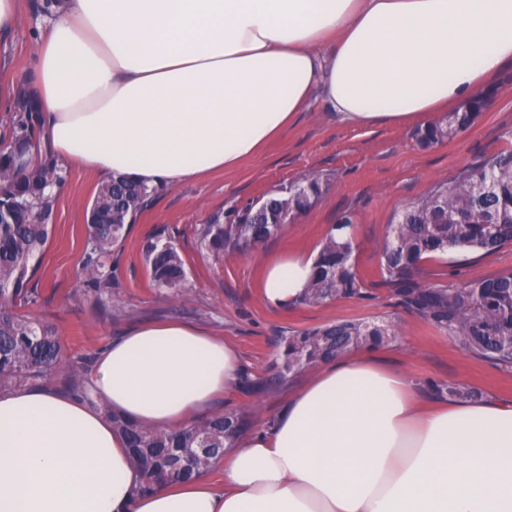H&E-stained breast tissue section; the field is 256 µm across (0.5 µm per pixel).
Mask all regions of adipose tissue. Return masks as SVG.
Listing matches in <instances>:
<instances>
[{
	"instance_id": "ef3b65f1",
	"label": "adipose tissue",
	"mask_w": 512,
	"mask_h": 512,
	"mask_svg": "<svg viewBox=\"0 0 512 512\" xmlns=\"http://www.w3.org/2000/svg\"><path fill=\"white\" fill-rule=\"evenodd\" d=\"M512 62V0H65L28 87L46 151L150 186L234 170L322 101L339 121L428 125ZM315 271L286 250L263 300L292 305ZM230 344L185 323L112 341L88 381L162 430L238 386ZM405 372L358 348L323 362L271 427L235 436L224 485L145 496L123 438L83 402L0 395V512H512V401L423 411Z\"/></svg>"
}]
</instances>
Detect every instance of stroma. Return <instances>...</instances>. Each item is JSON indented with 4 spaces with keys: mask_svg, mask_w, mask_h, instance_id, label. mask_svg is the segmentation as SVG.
Returning <instances> with one entry per match:
<instances>
[{
    "mask_svg": "<svg viewBox=\"0 0 512 512\" xmlns=\"http://www.w3.org/2000/svg\"><path fill=\"white\" fill-rule=\"evenodd\" d=\"M44 0H23L17 27L0 38V93L25 86ZM494 105L465 132L424 147L415 129L381 123L340 122L323 103H314L258 154L230 172L212 171L199 179L164 188L153 206L138 216L124 243L107 260L113 271L111 300L100 305L85 282L86 208L99 178L67 162L56 190L55 227L32 285L37 298L25 308L30 318L53 325L72 359L95 366L100 353L131 328L153 321H180L224 339L239 352L243 370L265 375L275 358L279 336L337 320L392 319L398 335L377 346L381 359L426 379L457 381L476 395L512 400V370L461 350L448 336L395 306L380 285L382 244L387 224L408 202L438 181L453 179L466 166L499 150L512 129V65L487 90ZM321 178L324 190L312 208L258 248L215 256L201 249L198 231L209 217L223 213L232 222L238 209L272 191H284L302 177ZM355 219L356 269L372 285L371 298L276 308L260 296L263 262L284 250L317 252L331 224L344 213ZM171 237L189 280V293L175 298L154 288L143 248L157 233ZM442 281L456 285L512 271V246L492 254L451 251L428 265Z\"/></svg>",
    "mask_w": 512,
    "mask_h": 512,
    "instance_id": "obj_1",
    "label": "stroma"
}]
</instances>
